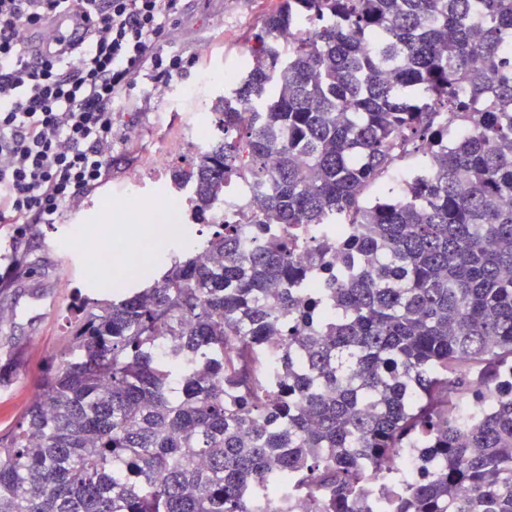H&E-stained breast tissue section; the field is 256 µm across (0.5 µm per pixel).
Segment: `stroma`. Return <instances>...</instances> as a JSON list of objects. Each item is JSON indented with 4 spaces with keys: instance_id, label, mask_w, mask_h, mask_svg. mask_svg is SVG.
Instances as JSON below:
<instances>
[{
    "instance_id": "obj_1",
    "label": "stroma",
    "mask_w": 512,
    "mask_h": 512,
    "mask_svg": "<svg viewBox=\"0 0 512 512\" xmlns=\"http://www.w3.org/2000/svg\"><path fill=\"white\" fill-rule=\"evenodd\" d=\"M277 0H185L184 11L167 34V51L187 61L186 71L170 83L139 82L130 103L112 128V156L105 180L62 212L58 223L37 224L28 235L37 272L0 291V367L13 377L0 386V430L15 425L36 394L52 357L66 344V308L88 273L82 253L70 241L77 230L102 224L129 173H151L155 155L167 140L186 134L189 121L215 119L209 104L219 95L217 80L236 71L246 39ZM210 56L199 53L200 45Z\"/></svg>"
}]
</instances>
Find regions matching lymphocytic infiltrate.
I'll return each instance as SVG.
<instances>
[{
    "instance_id": "f902f5d3",
    "label": "lymphocytic infiltrate",
    "mask_w": 512,
    "mask_h": 512,
    "mask_svg": "<svg viewBox=\"0 0 512 512\" xmlns=\"http://www.w3.org/2000/svg\"><path fill=\"white\" fill-rule=\"evenodd\" d=\"M182 0H0V230L56 223L63 208L105 180L116 114L138 80L173 78L165 53ZM72 16L80 40L50 35ZM47 34L45 56L26 50Z\"/></svg>"
}]
</instances>
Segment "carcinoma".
<instances>
[{
  "label": "carcinoma",
  "mask_w": 512,
  "mask_h": 512,
  "mask_svg": "<svg viewBox=\"0 0 512 512\" xmlns=\"http://www.w3.org/2000/svg\"><path fill=\"white\" fill-rule=\"evenodd\" d=\"M510 39L512 0H280L212 101L223 136L172 166L200 221L253 181L256 241L221 224L141 288L77 292L0 431V512H512Z\"/></svg>",
  "instance_id": "cac0c4a2"
}]
</instances>
